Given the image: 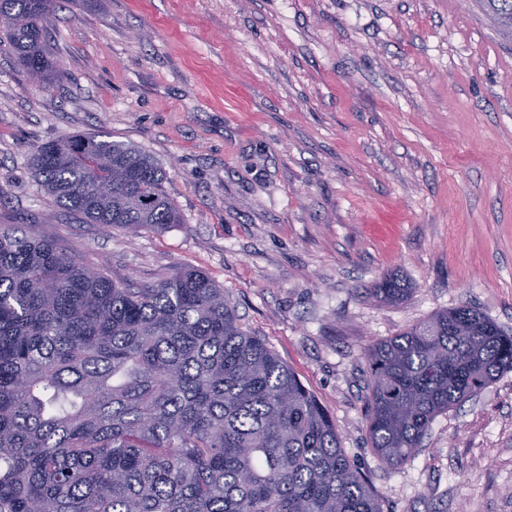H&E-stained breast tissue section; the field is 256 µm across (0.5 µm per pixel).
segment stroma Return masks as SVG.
Masks as SVG:
<instances>
[{
	"label": "stroma",
	"mask_w": 512,
	"mask_h": 512,
	"mask_svg": "<svg viewBox=\"0 0 512 512\" xmlns=\"http://www.w3.org/2000/svg\"><path fill=\"white\" fill-rule=\"evenodd\" d=\"M43 26L49 85L0 46V224L137 287L207 274L389 512H512V371L397 468L365 417L370 344L461 305L512 334V39L478 0H59ZM78 133L151 154L180 223L58 208L28 156ZM389 275L409 301L363 297Z\"/></svg>",
	"instance_id": "35a3bbf8"
}]
</instances>
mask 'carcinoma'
<instances>
[{
  "instance_id": "carcinoma-1",
  "label": "carcinoma",
  "mask_w": 512,
  "mask_h": 512,
  "mask_svg": "<svg viewBox=\"0 0 512 512\" xmlns=\"http://www.w3.org/2000/svg\"><path fill=\"white\" fill-rule=\"evenodd\" d=\"M56 0H0V44L55 77ZM512 30V0H481ZM58 207L105 229L181 223L162 166L102 134L34 148ZM397 277L365 288L407 302ZM367 432L398 467L433 419L512 370V335L477 308L436 312L366 351ZM0 512H387L336 427L224 288L180 269L130 287L48 239L0 225Z\"/></svg>"
}]
</instances>
